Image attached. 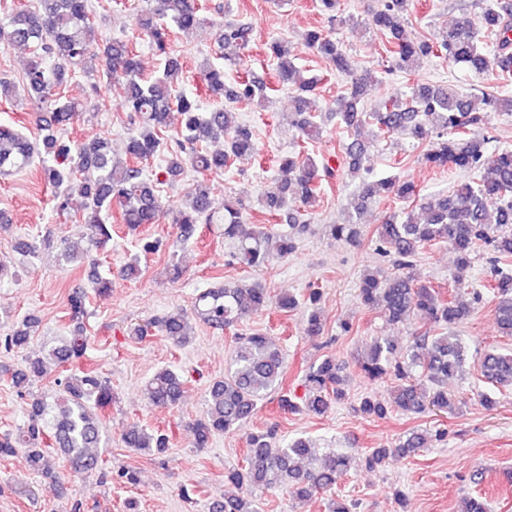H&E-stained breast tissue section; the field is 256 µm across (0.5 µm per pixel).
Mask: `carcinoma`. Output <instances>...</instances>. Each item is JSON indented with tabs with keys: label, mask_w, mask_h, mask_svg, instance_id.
<instances>
[{
	"label": "carcinoma",
	"mask_w": 512,
	"mask_h": 512,
	"mask_svg": "<svg viewBox=\"0 0 512 512\" xmlns=\"http://www.w3.org/2000/svg\"><path fill=\"white\" fill-rule=\"evenodd\" d=\"M413 0H382L371 14L369 27L383 32L394 47L395 66L404 74L422 57L444 55L481 74L492 66L499 68L502 80H512V3L486 0L480 15L481 29L470 21L454 20L438 32L435 40L413 42L404 36V23ZM90 0H30L0 20V46L25 47L32 57L22 75L28 99L34 108L30 120L38 136L29 138L8 124H0V176L37 167L44 183L54 192L56 209L71 208L73 187H78L79 210L86 229V248L77 251L66 241L59 244L60 256L68 263L88 265L94 291L106 294L112 280L103 275L95 254L112 240V213H119L121 223L136 230L158 223L171 215L180 231V240H189L199 224L224 225V239L233 243L232 260L250 267L264 266L273 255L286 256L295 250V238L288 232L273 235L241 228L242 203L226 200L215 203L208 176L224 172L231 161L256 153L250 128L236 120L234 105L261 103L267 97L266 83L248 74L230 84L224 81V68L205 59L199 66V78L222 104L205 110L199 102L182 93L173 95L182 81L183 59L171 52L170 33L196 30L205 25L198 0H150V7L140 11L136 25L149 39L160 68L147 76L137 55L126 39L111 37L93 43ZM493 37L496 50L491 55L479 31ZM216 40L225 59L239 55L249 43L248 28L222 22ZM308 46L332 64L339 73L351 76L347 92L336 99L337 124L348 133L343 144L348 171L360 178L357 209L381 198H393L410 204L422 199L421 189L411 181L396 177L370 181L363 177L368 142L363 130L374 127L380 134L403 132L424 147L421 161L432 168L453 167L470 173L467 181L456 184L448 194L426 206V215L418 220L410 211L390 213L377 228L378 253L394 259L396 266H411L418 250L427 244L443 243L455 254V282L473 263L480 249L493 252L494 275L488 284L494 298V315L501 337L512 338V150L501 151L496 159L484 161L485 139L475 130L485 122L488 112L512 113V95L484 93L480 100L455 86L416 82L406 94L391 96L373 112H365L359 103L372 80L368 70L353 67L343 46L320 28L306 34ZM277 83L298 92L297 107L290 123L302 137L313 141L321 125L307 113L304 94L312 92L318 80L306 78L291 61V48L282 39L267 43ZM118 79L125 86L126 110L137 127L126 143L125 157L112 153L101 138L69 144L61 137L64 127L80 120L87 102L68 98L61 88L77 75ZM180 115L176 136L166 134L171 110ZM224 140L222 151L208 152L202 143ZM165 158L160 171L147 175L142 163L155 157ZM283 178L276 180L265 194V206L273 216L287 211L289 225L304 230L303 213L316 201L321 177L333 170L319 167L314 159L300 154L279 157ZM186 171L200 174L192 183L184 206L163 211L159 185ZM329 236L355 243L361 236L360 225L349 220L328 225ZM49 239L21 238L15 250L24 257H35ZM360 295L366 306L377 311L391 325L414 318L420 323L405 345L389 337L375 339L365 355L357 359L364 375L371 379L389 377L393 381L392 400L375 397L362 399L359 411L368 417L384 418L397 411L413 416L426 411L446 412L454 405L448 383L459 380L469 359V344L456 326L469 314L472 304L482 299L475 288L465 294L443 297L428 286L415 283L408 274L381 279L365 275ZM319 291L308 292L305 303L311 312L305 324L309 336H318L323 323L317 311ZM268 292L256 285L245 288L226 283L200 291L194 301V314L214 329H226L250 313L272 302ZM276 308L288 311L297 306L291 294L274 300ZM72 322L70 335L40 357H26L22 368L12 374V383L21 396L34 378L47 373L46 361L66 372L58 381L53 400L38 395L29 398L26 424L15 431L0 434V457L27 453L34 470L49 473L43 465L45 448H58L68 458L72 469L93 472L100 463L99 449L105 445L103 412L115 399L110 382L94 370L82 367L89 345L83 319L87 316L86 295L74 292L69 299ZM38 320L26 317L13 322L0 334V348L19 351L27 348L36 332ZM175 346L189 341L187 311L176 308L147 324L129 328V335L141 338L150 329ZM476 364L488 382L512 386V352L487 347L476 353ZM286 364L282 352L269 336L250 332L238 337L235 353L224 377L210 382L204 414L187 423L194 446L209 447L213 439L241 429L257 404L279 390L281 412H305L314 416L328 414L334 404L346 398L345 379L333 357L312 363L305 371L303 393L283 391ZM187 377L182 371L165 367L149 377L143 388L147 403L155 408L173 409L183 400ZM414 430L396 448H377L367 458L371 467L398 461L431 446L433 438ZM128 448L162 455L168 450V438L135 424L124 433ZM314 446L304 437L279 440L271 434H252L247 439L246 465L224 472V485L234 491L212 500L211 512H258L252 498L255 488L283 489L297 499L322 496L330 512H351L333 499L336 485L347 475L349 458L329 451L315 460Z\"/></svg>",
	"instance_id": "1"
}]
</instances>
